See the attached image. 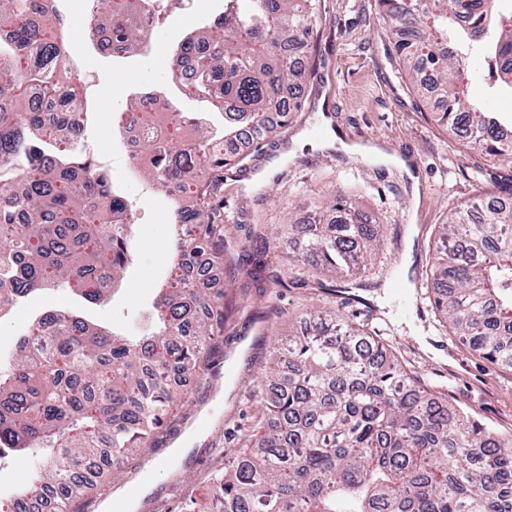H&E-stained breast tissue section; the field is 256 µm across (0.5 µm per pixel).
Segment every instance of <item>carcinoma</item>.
Masks as SVG:
<instances>
[{
    "label": "carcinoma",
    "instance_id": "cac0c4a2",
    "mask_svg": "<svg viewBox=\"0 0 512 512\" xmlns=\"http://www.w3.org/2000/svg\"><path fill=\"white\" fill-rule=\"evenodd\" d=\"M242 12L190 34L174 50L182 93L212 106L232 105L224 127L197 124L200 139L177 148L188 117L172 103L164 120L141 111L113 116L117 131L136 122L146 149L140 169L174 197L175 219L196 228L171 243L173 270L224 248V225L212 199L230 160L219 141L262 129L268 114L289 112L284 97L302 67L290 54L307 50L318 0H249ZM90 39L115 56L139 48L134 16L149 0H101ZM391 24L394 55L416 92L440 112L449 131L465 129L472 149L512 165L506 126L469 102L468 52L487 65L490 88L512 95V13L480 9L481 0H378ZM0 317L22 299L64 288L91 304L109 300L131 260L130 202L107 169L63 147L57 134L88 111L65 35L58 0H0ZM336 221L291 220L289 261L334 278L367 268L379 243L366 218L342 194ZM267 252L251 264L267 267ZM433 302L467 352L512 370V203H482L451 214L439 229ZM149 318L156 330L130 339L60 309L21 337L13 362L0 366V458L41 459L42 479L24 484L13 512L55 492L53 512H78L81 488L105 467L157 442L182 397L172 373L217 376L224 363V289L189 278L162 288ZM263 419L224 468L216 512H512V434L487 429L425 388L378 335L351 324L336 307L316 305L280 343L255 390Z\"/></svg>",
    "mask_w": 512,
    "mask_h": 512
}]
</instances>
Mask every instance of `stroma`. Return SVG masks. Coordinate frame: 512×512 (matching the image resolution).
Returning <instances> with one entry per match:
<instances>
[{
	"label": "stroma",
	"instance_id": "1",
	"mask_svg": "<svg viewBox=\"0 0 512 512\" xmlns=\"http://www.w3.org/2000/svg\"><path fill=\"white\" fill-rule=\"evenodd\" d=\"M65 23L78 43L81 91L91 107L71 146L94 155L122 186L138 215L133 256L122 288L104 305L65 291L37 293L18 303L0 322V357L16 352V340L44 311L67 306L107 330L141 335L140 312L168 270L173 199L154 191L132 170L112 127L131 91L163 89L185 112L203 113L209 123L224 118L209 104L178 96L168 81L173 52L193 31L210 23L224 0H189L165 12L142 50L124 57L100 51L88 37L92 16L84 0H63ZM322 20L311 39L299 88L298 110L272 118L256 142L236 143L241 161L224 169L221 214L227 229L224 253L216 258L214 281H230L235 300L224 330L220 377L191 378L184 391V421L159 447L140 452L116 474L105 473L87 494L83 512H107L120 490L144 495L137 512H174L181 479L199 503H208L213 478L224 470V451L240 447L245 428L262 416L251 395L270 361L274 336H287L310 301L311 286L257 281L247 263L257 247L254 224H287L289 200L321 211L336 191L355 199L382 232L367 276L334 282L327 301L348 287L356 301L340 310L380 330L382 340L450 403L470 411L483 425L512 432V372L462 353L440 329L426 275L437 225L473 201H512V168L464 146L438 125L431 108L415 96L399 66L391 33L378 18L376 0H321ZM377 142L408 159V170L346 152L352 143Z\"/></svg>",
	"mask_w": 512,
	"mask_h": 512
}]
</instances>
